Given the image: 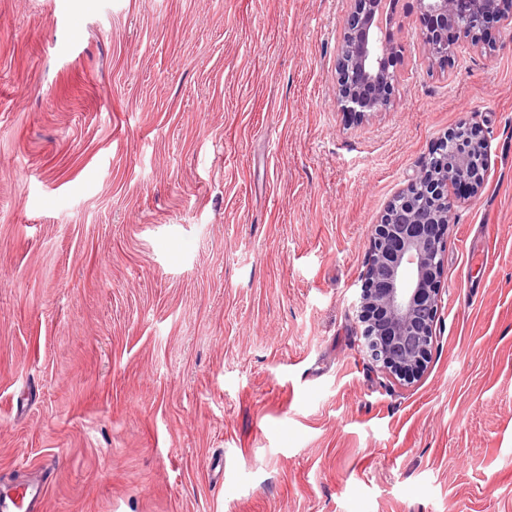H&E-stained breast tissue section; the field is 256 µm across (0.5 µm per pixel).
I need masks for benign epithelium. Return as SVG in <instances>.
<instances>
[{
    "label": "benign epithelium",
    "instance_id": "1",
    "mask_svg": "<svg viewBox=\"0 0 512 512\" xmlns=\"http://www.w3.org/2000/svg\"><path fill=\"white\" fill-rule=\"evenodd\" d=\"M416 35L426 59L446 67L459 44L448 29L496 51L492 32L512 30V9L489 0H417ZM395 0H349L336 67V103L364 117L391 102L402 45L386 37ZM489 171V140L477 122L448 130L370 235L357 319L372 366L409 382L426 369L441 309L443 252L460 201L477 196Z\"/></svg>",
    "mask_w": 512,
    "mask_h": 512
}]
</instances>
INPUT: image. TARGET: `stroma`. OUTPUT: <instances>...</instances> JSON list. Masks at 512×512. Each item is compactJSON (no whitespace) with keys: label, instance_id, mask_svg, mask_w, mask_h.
<instances>
[{"label":"stroma","instance_id":"stroma-1","mask_svg":"<svg viewBox=\"0 0 512 512\" xmlns=\"http://www.w3.org/2000/svg\"><path fill=\"white\" fill-rule=\"evenodd\" d=\"M348 0H0V493L41 512H512V34L336 103ZM475 118L428 367L361 353L369 236ZM52 471L43 473L41 481L33 487H26L13 497L0 495V510L2 512H34L36 505L42 504L48 492Z\"/></svg>","mask_w":512,"mask_h":512}]
</instances>
